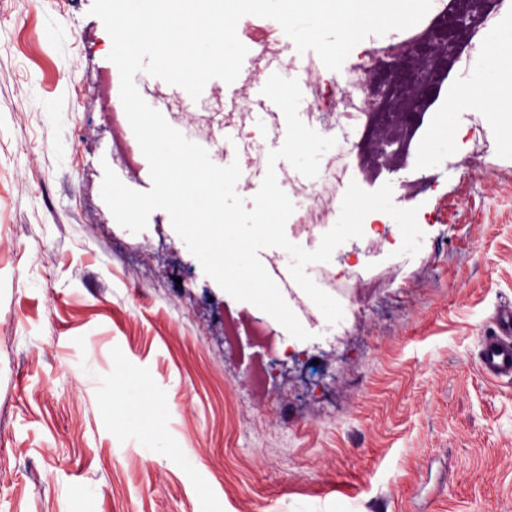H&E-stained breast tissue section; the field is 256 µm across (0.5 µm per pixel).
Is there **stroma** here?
<instances>
[{"instance_id":"obj_1","label":"stroma","mask_w":512,"mask_h":512,"mask_svg":"<svg viewBox=\"0 0 512 512\" xmlns=\"http://www.w3.org/2000/svg\"><path fill=\"white\" fill-rule=\"evenodd\" d=\"M93 0H0V512H512V382L477 369L483 336L512 305V143L483 112H458V138L434 166L384 167L367 191L430 177L419 198L422 245L388 237L340 245L361 254L365 302L333 336L302 294L282 295L312 337L325 385L269 381L276 421L243 378L258 347L227 348L224 316H253L196 262L164 210L146 229L120 226L101 197L105 169L151 187L149 164L112 153L94 104L112 41ZM142 98L220 166L249 168L251 199L268 170L297 189L275 126L215 141L247 124L256 105L224 109L211 80L191 112L159 78ZM339 210L315 203L311 234L288 219L287 238L312 251ZM124 365L168 403L170 427L150 447L113 410L112 368Z\"/></svg>"}]
</instances>
